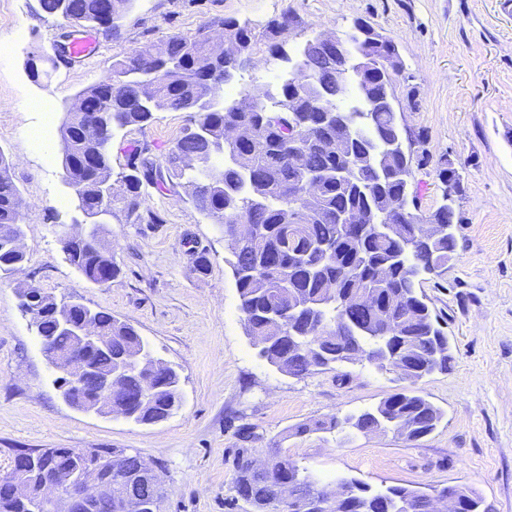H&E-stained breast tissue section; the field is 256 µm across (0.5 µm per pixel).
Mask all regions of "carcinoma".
Returning a JSON list of instances; mask_svg holds the SVG:
<instances>
[{
	"label": "carcinoma",
	"instance_id": "obj_1",
	"mask_svg": "<svg viewBox=\"0 0 512 512\" xmlns=\"http://www.w3.org/2000/svg\"><path fill=\"white\" fill-rule=\"evenodd\" d=\"M131 2L39 0L45 13L71 19L78 29L115 21ZM217 25L223 40L252 54L248 23L224 18ZM345 42L347 80L336 79V58L311 39L295 57L310 73L305 91L299 92L292 76L265 91L257 106L224 100V85L239 70L224 58V46H215L204 30L128 53L67 110L61 129L64 181L77 211L115 215L114 202L105 195L112 184V137L89 139L84 127L92 117L113 131L150 122L153 108L142 99V90L151 88L170 110L193 113V124L164 162L138 151L129 159L121 175L126 223L157 220L144 208L147 188L167 183L190 187L194 206L222 226L230 240L240 319L247 335L263 340L261 357L294 377L366 361L381 370L400 366L404 378L416 381L448 370L452 361L448 333L419 288L422 276L448 272L457 247L456 213L446 189L443 203L428 215L420 213L418 195H408L414 155L405 145L408 134L398 119L392 77L378 68L356 79L361 60L384 58L383 45L355 30ZM313 179L320 191L311 199L302 186ZM18 199L10 161L0 151V280L26 260L14 244L23 223ZM355 212L369 215V223L339 222L340 215ZM238 224L251 225L252 236L236 239ZM105 233L106 222L92 224L90 241L72 239L65 252L70 265L94 284L120 272L110 244L102 240ZM57 305L48 296L30 310L37 336L50 339L49 355L74 346ZM96 317L101 331L112 336V348L88 347L84 357L99 371L119 363L129 371L112 393L113 411L138 423L172 415L181 400L179 378L153 376L140 366L151 352L134 327L103 311ZM148 379L153 391L141 399L137 388ZM443 416L424 397L403 391L360 413L298 425L295 433L349 436L380 430L413 441L433 432ZM97 454L112 462V500L102 502L97 512H130L126 494L132 475L139 473L136 457L117 448H99ZM255 455L254 448H236L227 459L237 495L255 512H290L279 495L284 482L309 500L308 512H323L319 504L326 488L308 468L274 452L268 470L260 471ZM23 460L35 463V487L57 473L77 472L83 464L73 448H10L0 477ZM339 486L344 495L337 512H424L431 497L403 486L374 489L357 479H342ZM0 512H43V505L34 497L13 499L0 483Z\"/></svg>",
	"mask_w": 512,
	"mask_h": 512
}]
</instances>
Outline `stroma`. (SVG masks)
<instances>
[{
    "mask_svg": "<svg viewBox=\"0 0 512 512\" xmlns=\"http://www.w3.org/2000/svg\"><path fill=\"white\" fill-rule=\"evenodd\" d=\"M294 24L272 34V20ZM223 17L253 28L254 64L234 89L274 87L291 56L319 33L344 36L354 20L392 38L404 61L393 78L400 122L415 139L422 211L441 203L436 168L460 174L455 197L457 248L448 272L421 291L441 317L453 360L448 371L410 382L369 363L278 372L258 354L239 318V296L220 225L200 213L181 186L153 191L154 224L109 218L120 272L98 286L65 261L60 239L78 215L63 183L60 126L80 91L109 75L113 59L170 36H193ZM112 34L96 33L101 54L83 65L56 64L72 28L38 0H0V151L20 191L26 261L0 281V449L123 448L160 466L161 512H254L238 500L231 449L251 427L258 456L272 448L323 483L356 478L372 487L458 485L492 512H512V0H132ZM280 53H270L271 44ZM38 75H31V66ZM32 100L50 109L36 112ZM189 115L157 107L110 146L114 173L134 150L163 161ZM39 128L41 141L29 132ZM210 261L199 271L198 256ZM31 283L56 299H76L133 326L154 358L181 377L182 404L168 419L139 424L68 405L53 384L31 317L16 287ZM414 389L444 418L429 435L406 441L390 432L295 434L296 426L376 406Z\"/></svg>",
    "mask_w": 512,
    "mask_h": 512,
    "instance_id": "obj_1",
    "label": "stroma"
}]
</instances>
